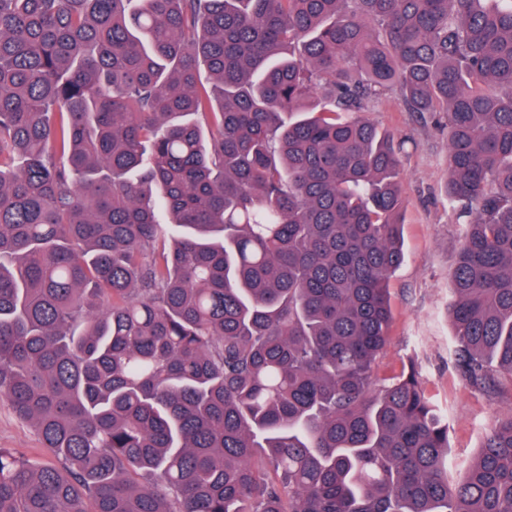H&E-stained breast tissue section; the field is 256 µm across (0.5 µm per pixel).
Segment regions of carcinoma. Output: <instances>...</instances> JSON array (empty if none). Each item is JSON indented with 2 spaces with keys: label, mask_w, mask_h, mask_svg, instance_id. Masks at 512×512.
<instances>
[{
  "label": "carcinoma",
  "mask_w": 512,
  "mask_h": 512,
  "mask_svg": "<svg viewBox=\"0 0 512 512\" xmlns=\"http://www.w3.org/2000/svg\"><path fill=\"white\" fill-rule=\"evenodd\" d=\"M397 89L448 130L455 356L512 376V0H0V512H512L415 364ZM175 227L160 247L167 226ZM0 448L22 452L41 464L55 463L30 425L19 420L7 403L0 402Z\"/></svg>",
  "instance_id": "1"
}]
</instances>
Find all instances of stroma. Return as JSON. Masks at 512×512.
<instances>
[{
    "label": "stroma",
    "mask_w": 512,
    "mask_h": 512,
    "mask_svg": "<svg viewBox=\"0 0 512 512\" xmlns=\"http://www.w3.org/2000/svg\"><path fill=\"white\" fill-rule=\"evenodd\" d=\"M381 129L405 139L401 155L404 259L389 280L393 321L375 368L378 382L416 364L426 391L448 418L450 476L459 479L499 416L512 413V376L496 375L477 387L458 372L448 347L454 299L450 272L461 245L458 223L445 193L448 137L430 118L408 112L390 92L369 114ZM0 448L42 464L54 458L30 425L0 402Z\"/></svg>",
    "instance_id": "stroma-1"
}]
</instances>
